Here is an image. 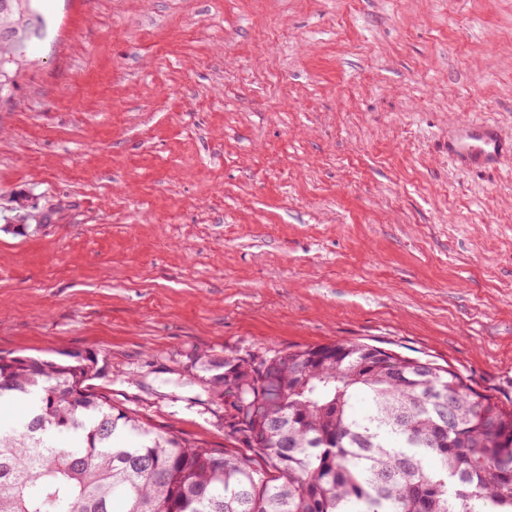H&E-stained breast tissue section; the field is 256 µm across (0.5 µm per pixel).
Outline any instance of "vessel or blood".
Returning a JSON list of instances; mask_svg holds the SVG:
<instances>
[{"label":"vessel or blood","mask_w":512,"mask_h":512,"mask_svg":"<svg viewBox=\"0 0 512 512\" xmlns=\"http://www.w3.org/2000/svg\"><path fill=\"white\" fill-rule=\"evenodd\" d=\"M511 154L512 138L489 122L459 123L448 137V157L463 169L491 167Z\"/></svg>","instance_id":"b4317fda"}]
</instances>
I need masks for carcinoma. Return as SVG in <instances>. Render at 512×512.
<instances>
[{"label":"carcinoma","mask_w":512,"mask_h":512,"mask_svg":"<svg viewBox=\"0 0 512 512\" xmlns=\"http://www.w3.org/2000/svg\"><path fill=\"white\" fill-rule=\"evenodd\" d=\"M21 56L0 46V72ZM93 358L0 355V512H512V404L354 341L194 363L246 454L145 428Z\"/></svg>","instance_id":"1"}]
</instances>
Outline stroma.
<instances>
[{
    "label": "stroma",
    "mask_w": 512,
    "mask_h": 512,
    "mask_svg": "<svg viewBox=\"0 0 512 512\" xmlns=\"http://www.w3.org/2000/svg\"><path fill=\"white\" fill-rule=\"evenodd\" d=\"M0 96V355L234 448L203 355L361 341L512 398V0H37ZM38 225L18 234L14 225ZM511 154L512 138L493 123L462 122L448 135V158L463 169L495 166Z\"/></svg>",
    "instance_id": "obj_1"
}]
</instances>
